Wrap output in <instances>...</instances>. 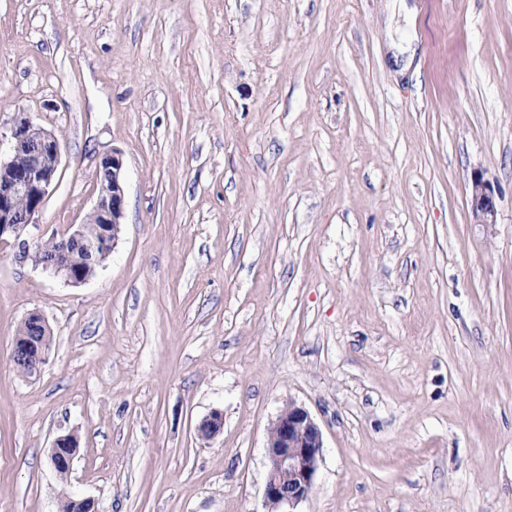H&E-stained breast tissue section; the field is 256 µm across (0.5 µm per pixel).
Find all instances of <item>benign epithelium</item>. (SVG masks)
<instances>
[{
	"label": "benign epithelium",
	"mask_w": 512,
	"mask_h": 512,
	"mask_svg": "<svg viewBox=\"0 0 512 512\" xmlns=\"http://www.w3.org/2000/svg\"><path fill=\"white\" fill-rule=\"evenodd\" d=\"M9 142L8 156L0 158V241H14L19 261L40 267L68 284L88 282L95 274L94 257L98 249L115 248L120 237L125 211L121 153L114 150L99 158L96 167L98 195L87 223L72 225L61 233L64 245L50 260L37 256L22 235L29 226L38 224L39 214L56 181L62 157L61 141L22 112L10 128ZM470 207L474 223H496L492 191L477 177L472 180ZM88 223L98 225L97 231L88 232ZM21 326L23 329L12 344L11 360L35 376L46 360L52 341L51 329L38 313L26 316ZM223 426V414L214 411L198 424L197 433L210 439L219 434ZM78 447V437L73 433L54 439L50 459L56 471L71 470ZM322 452V432L309 411L294 402L285 405L267 431L264 486L267 512H281L283 506H293L308 497ZM76 509L96 512L93 500L88 498L67 496L58 505V512Z\"/></svg>",
	"instance_id": "7a95c632"
}]
</instances>
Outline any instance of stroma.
Segmentation results:
<instances>
[{
	"mask_svg": "<svg viewBox=\"0 0 512 512\" xmlns=\"http://www.w3.org/2000/svg\"><path fill=\"white\" fill-rule=\"evenodd\" d=\"M387 3L0 0V133L24 112L62 143L26 239L86 221L99 155L125 168L90 281L0 242V512H265L291 401L324 442L293 512H512V0H409L410 27ZM470 207L473 223H496V206L491 189L480 178L472 180ZM33 328L31 334L25 326ZM20 333L15 336L11 350V360L24 366L29 376H35L46 360L51 341V329L46 319L38 313H31L21 323ZM21 373L27 375L25 368L17 366ZM78 447V437L73 433L59 435L54 439L50 459L57 473L61 470L70 472Z\"/></svg>",
	"mask_w": 512,
	"mask_h": 512,
	"instance_id": "stroma-1",
	"label": "stroma"
}]
</instances>
